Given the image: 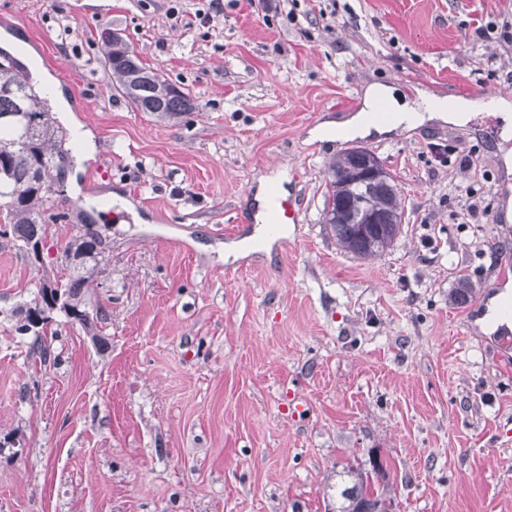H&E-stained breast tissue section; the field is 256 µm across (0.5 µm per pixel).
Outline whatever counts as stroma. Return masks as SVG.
<instances>
[{"mask_svg": "<svg viewBox=\"0 0 512 512\" xmlns=\"http://www.w3.org/2000/svg\"><path fill=\"white\" fill-rule=\"evenodd\" d=\"M208 9L0 0V49L95 145L45 215V262L95 225L108 261L90 298L109 312L107 351L59 314L57 359L35 364L11 311L39 275L0 240V512H334L337 471L373 452L394 512H512V352L478 323L512 267V137L482 132L484 110L463 128L309 136L373 83L512 95V0H224L200 24ZM105 27L196 111L162 120L115 96ZM358 144L404 209L373 260L322 222L327 165ZM281 171L298 221L249 245L259 185ZM462 275L478 293L459 306Z\"/></svg>", "mask_w": 512, "mask_h": 512, "instance_id": "1", "label": "stroma"}]
</instances>
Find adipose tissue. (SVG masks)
Returning a JSON list of instances; mask_svg holds the SVG:
<instances>
[{
    "label": "adipose tissue",
    "instance_id": "adipose-tissue-1",
    "mask_svg": "<svg viewBox=\"0 0 512 512\" xmlns=\"http://www.w3.org/2000/svg\"><path fill=\"white\" fill-rule=\"evenodd\" d=\"M381 104L387 105L392 114L391 121L385 125L374 123L369 118L370 112ZM475 110L474 102L455 96L439 97L422 107L412 106L400 101L393 88L374 84L366 92L364 110L341 121L324 122L311 130L310 136L315 140H325L334 135L347 139H364L428 122L463 126L471 120Z\"/></svg>",
    "mask_w": 512,
    "mask_h": 512
}]
</instances>
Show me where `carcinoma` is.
<instances>
[{"label": "carcinoma", "instance_id": "1", "mask_svg": "<svg viewBox=\"0 0 512 512\" xmlns=\"http://www.w3.org/2000/svg\"><path fill=\"white\" fill-rule=\"evenodd\" d=\"M102 65L112 80V91L138 112L175 117L196 109L194 98L143 63L119 33L103 43ZM67 132L47 99L36 90L26 67L9 53L0 52V239L30 256L33 247L45 246L55 235V225L46 223L50 188H60L71 164ZM357 161L346 152L327 166L324 221L332 227L336 242L347 253L361 259L382 254L401 230L403 207L397 188L359 191L351 186ZM387 218L385 224H369V211ZM63 264L69 273L45 275L33 298L16 310L15 332L29 336V355L46 364L51 357L54 318H46L51 304L45 293L62 289L63 315L92 334L101 351L108 349L103 324L108 313L97 307L86 309L91 283L106 260L105 246L93 225L71 238L63 247ZM476 295L469 278H458L449 301L463 305ZM336 512H358L366 502L374 512H391L392 500L368 472L348 466L339 472Z\"/></svg>", "mask_w": 512, "mask_h": 512}]
</instances>
